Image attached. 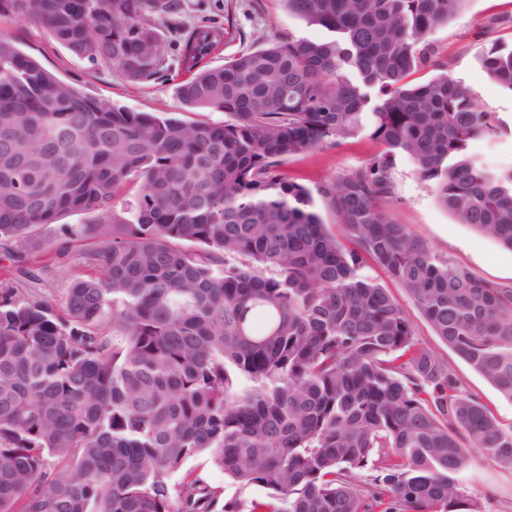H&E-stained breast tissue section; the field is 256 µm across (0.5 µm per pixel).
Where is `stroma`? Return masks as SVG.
<instances>
[{
    "mask_svg": "<svg viewBox=\"0 0 512 512\" xmlns=\"http://www.w3.org/2000/svg\"><path fill=\"white\" fill-rule=\"evenodd\" d=\"M203 18L221 25L226 32L223 44L207 60L212 67L223 66L240 50L265 45L274 35L291 34L311 40L327 36L323 29L307 25L289 13L282 0H182L181 12L162 17L159 23L166 41L173 46L185 26ZM0 34L9 36L21 51L48 70L97 98L162 118L175 117L187 122L203 118L213 123L225 120L220 111L183 109L177 97L182 75L176 54H168L158 75L133 85L116 70L93 67L77 58L36 25L19 19L0 20ZM492 36L512 41V0H466L462 12L438 28L431 40L437 59L448 63L450 75L474 94L483 109L495 113L506 126V133L477 141L475 150L487 167L508 168L512 167V93L489 78L479 63V56ZM379 151V144L362 133L288 157L281 173L288 181L313 190L364 165ZM394 178L395 197L385 205L394 222L406 225L425 239L441 257L469 268L482 278L512 282V251L473 228L456 223L439 205L434 191L420 180L409 157L397 156ZM39 237L43 245L32 250L31 260L40 270L41 289L47 291L50 302L59 308L73 280L87 272L85 255L89 245L74 243L67 252L58 253L62 233L56 224L43 227ZM365 271L389 289L411 318L415 341L446 359L462 391L480 398L499 424L511 429L512 400L505 398L434 335L383 268L370 261ZM456 485L465 498L477 505L479 512H512V470L501 468L489 458L474 456L457 474Z\"/></svg>",
    "mask_w": 512,
    "mask_h": 512,
    "instance_id": "1",
    "label": "stroma"
}]
</instances>
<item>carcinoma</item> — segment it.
<instances>
[{"mask_svg":"<svg viewBox=\"0 0 512 512\" xmlns=\"http://www.w3.org/2000/svg\"><path fill=\"white\" fill-rule=\"evenodd\" d=\"M332 38L277 37L203 64L224 28L182 34L180 102L222 123L160 118L63 81L0 35V512H476L455 490L471 454L512 469V432L415 343L411 318L364 273L383 267L460 359L512 399V283L440 257L380 202L396 157L460 224L512 250V168L477 138L499 119L433 66L431 33L465 0H284ZM179 0H0L78 58L139 83L164 67L157 20ZM486 73L512 92V46ZM366 132L382 151L316 190L292 155ZM133 184L129 213L114 203ZM324 199L347 231L331 233ZM90 241L62 312L26 267L37 230ZM112 317V330L104 321ZM206 455L241 488L184 470ZM369 470V478L360 472ZM185 469L205 474L214 484L224 486V497L226 501H237L248 504L252 499L264 497L265 491L261 488L241 489L224 475V471L215 467L209 458L199 456L190 459Z\"/></svg>","mask_w":512,"mask_h":512,"instance_id":"1","label":"carcinoma"}]
</instances>
